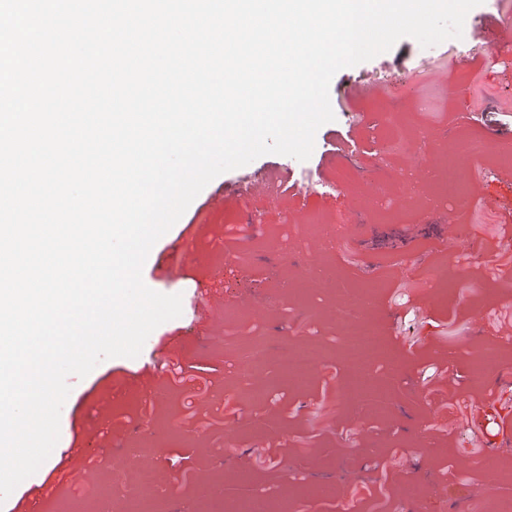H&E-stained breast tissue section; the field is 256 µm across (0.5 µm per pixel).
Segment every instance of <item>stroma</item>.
I'll list each match as a JSON object with an SVG mask.
<instances>
[{
    "label": "stroma",
    "mask_w": 512,
    "mask_h": 512,
    "mask_svg": "<svg viewBox=\"0 0 512 512\" xmlns=\"http://www.w3.org/2000/svg\"><path fill=\"white\" fill-rule=\"evenodd\" d=\"M496 0L467 15L463 36L424 48L410 37L338 71L335 115L304 162L267 154L213 179L151 249L150 289L182 297L134 358L69 377L53 464L21 482L0 512H250L255 496L281 512H496L490 474L512 473V361L473 386L471 352L512 341V53L495 41ZM472 76L449 108L417 111L401 94L406 138L393 144L383 115L396 86H455L454 61ZM467 56V55H466ZM491 167L459 164L470 133ZM427 179L423 199L382 207L371 183ZM272 174L281 200L244 196ZM325 180L318 192L307 187ZM226 196L224 209L210 200ZM326 224L343 225L334 245ZM449 236L443 252L425 242ZM364 309L384 348L372 371L389 406L347 402L338 355L346 301ZM254 376L237 365L253 345ZM318 354L314 372L288 376L292 349ZM144 463H124L126 449ZM126 496L112 498L116 466Z\"/></svg>",
    "instance_id": "stroma-1"
}]
</instances>
